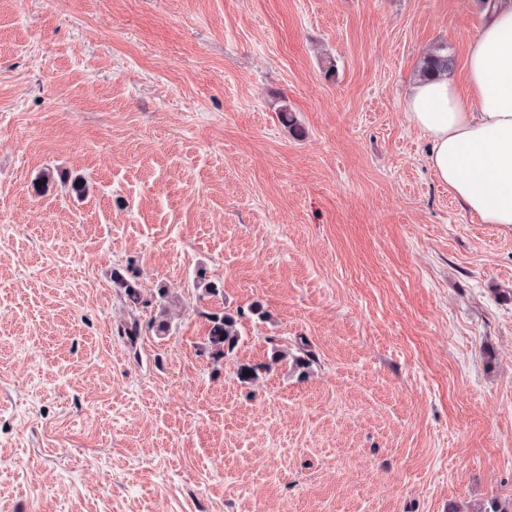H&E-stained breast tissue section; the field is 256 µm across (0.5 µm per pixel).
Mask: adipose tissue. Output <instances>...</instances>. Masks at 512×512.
<instances>
[{"label":"adipose tissue","instance_id":"obj_1","mask_svg":"<svg viewBox=\"0 0 512 512\" xmlns=\"http://www.w3.org/2000/svg\"><path fill=\"white\" fill-rule=\"evenodd\" d=\"M487 12L469 47L467 92L449 76L418 80L405 110L449 192L484 223L512 225V0Z\"/></svg>","mask_w":512,"mask_h":512}]
</instances>
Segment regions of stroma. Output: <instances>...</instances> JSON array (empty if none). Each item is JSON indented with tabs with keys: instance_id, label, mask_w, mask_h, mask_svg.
Returning <instances> with one entry per match:
<instances>
[{
	"instance_id": "stroma-1",
	"label": "stroma",
	"mask_w": 512,
	"mask_h": 512,
	"mask_svg": "<svg viewBox=\"0 0 512 512\" xmlns=\"http://www.w3.org/2000/svg\"><path fill=\"white\" fill-rule=\"evenodd\" d=\"M486 19L0 0V512H512V226L449 193L404 109L437 46L463 82ZM130 263L147 308L112 284ZM301 342L306 375L271 364ZM207 317L209 326L202 352L217 366L234 351L240 340L238 319L224 309Z\"/></svg>"
}]
</instances>
